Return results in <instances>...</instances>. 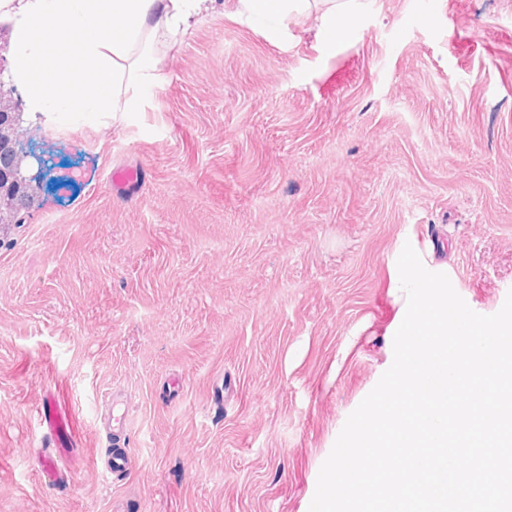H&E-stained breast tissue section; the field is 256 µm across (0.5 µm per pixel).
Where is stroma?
<instances>
[{"mask_svg":"<svg viewBox=\"0 0 512 512\" xmlns=\"http://www.w3.org/2000/svg\"><path fill=\"white\" fill-rule=\"evenodd\" d=\"M313 25L274 38L216 7L122 122L26 121L74 184L0 225V512H308L393 361L404 245L502 307L512 0ZM112 394L135 458L117 483L96 464Z\"/></svg>","mask_w":512,"mask_h":512,"instance_id":"1","label":"stroma"}]
</instances>
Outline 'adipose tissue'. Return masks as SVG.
Masks as SVG:
<instances>
[{
    "mask_svg": "<svg viewBox=\"0 0 512 512\" xmlns=\"http://www.w3.org/2000/svg\"><path fill=\"white\" fill-rule=\"evenodd\" d=\"M216 0H0L10 24L14 84L31 116L54 126L91 114L123 119L142 90L161 81L158 46L178 44ZM235 16L278 34L291 18L315 15L316 31L353 27L365 0H234Z\"/></svg>",
    "mask_w": 512,
    "mask_h": 512,
    "instance_id": "ef3b65f1",
    "label": "adipose tissue"
}]
</instances>
